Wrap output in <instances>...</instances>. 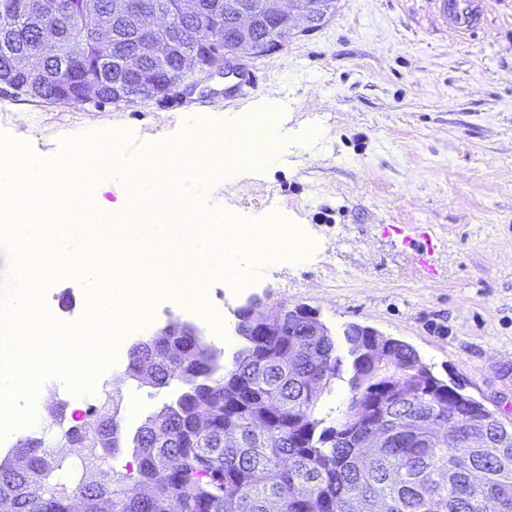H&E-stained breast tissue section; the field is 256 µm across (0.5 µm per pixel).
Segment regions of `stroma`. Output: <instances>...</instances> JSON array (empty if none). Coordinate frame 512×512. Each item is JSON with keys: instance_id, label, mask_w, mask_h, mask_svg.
<instances>
[{"instance_id": "35a3bbf8", "label": "stroma", "mask_w": 512, "mask_h": 512, "mask_svg": "<svg viewBox=\"0 0 512 512\" xmlns=\"http://www.w3.org/2000/svg\"><path fill=\"white\" fill-rule=\"evenodd\" d=\"M486 21L473 37L447 30L431 0H333L310 29L295 15L283 46L238 75L193 83L177 97L134 104H51L0 84V135H25L37 159L71 155L70 143L128 133L122 151L180 143L195 114L225 117L271 106L281 115L278 151L265 168L203 166L209 193L198 204L214 223L265 220L298 225L311 243L294 258L248 260L240 285L205 282L221 324L167 294L150 319L126 330L115 363L98 377L112 391L121 448L96 461L89 477L132 472V438L147 416L181 389L155 388L126 375L137 343L175 321L197 327L227 365L236 311L256 302L315 309L333 336L357 324L416 350L448 384L512 422V0H485ZM430 228L425 258L410 226ZM95 280L59 275L44 304L61 322L85 319ZM57 377L33 401L36 423L0 438V458L20 440L42 438L69 457L58 408L83 418L98 396L66 393Z\"/></svg>"}]
</instances>
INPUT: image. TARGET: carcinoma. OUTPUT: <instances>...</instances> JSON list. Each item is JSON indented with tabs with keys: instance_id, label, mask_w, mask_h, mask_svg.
I'll use <instances>...</instances> for the list:
<instances>
[{
	"instance_id": "obj_1",
	"label": "carcinoma",
	"mask_w": 512,
	"mask_h": 512,
	"mask_svg": "<svg viewBox=\"0 0 512 512\" xmlns=\"http://www.w3.org/2000/svg\"><path fill=\"white\" fill-rule=\"evenodd\" d=\"M185 0H133L160 16L176 37L162 56L144 49L153 34L114 10L113 0H0V83L51 103L79 86L94 85L98 101L132 103L145 82L160 89L178 75L183 59L211 41L227 39L240 51L288 39L290 23L254 13L235 36L236 13L226 0H193L197 16L181 12ZM304 325L282 336H246L232 365L186 336H153L134 347L127 375L138 378L144 354L159 357L154 380L183 384L181 393L148 416L134 439L136 475L107 484L50 483L63 468L44 443L23 440L0 460V495L13 512H512V431L478 403L458 415L448 403L459 392L419 359L391 342L392 365L352 363V395L339 424L318 416L324 390L342 374L336 340L303 335ZM358 325L343 331L348 355L370 337ZM395 385L394 398L381 391ZM240 438L224 441V427ZM381 429L384 447L367 455L361 443ZM152 485L141 494L126 485Z\"/></svg>"
}]
</instances>
